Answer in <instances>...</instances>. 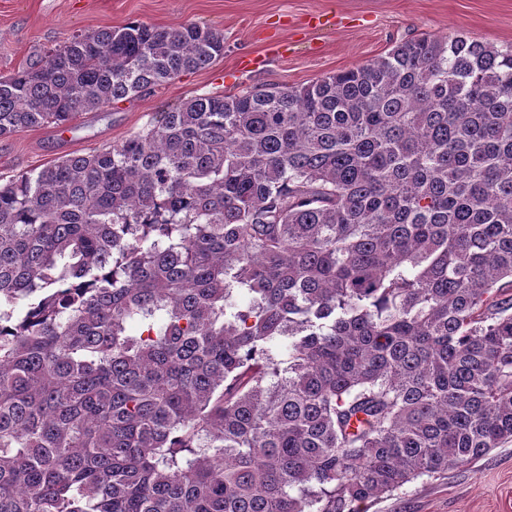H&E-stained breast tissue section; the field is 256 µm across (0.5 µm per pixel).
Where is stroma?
I'll return each mask as SVG.
<instances>
[{
	"label": "stroma",
	"instance_id": "35a3bbf8",
	"mask_svg": "<svg viewBox=\"0 0 512 512\" xmlns=\"http://www.w3.org/2000/svg\"><path fill=\"white\" fill-rule=\"evenodd\" d=\"M130 21L222 30L224 56L70 127L25 128L0 139L1 180L121 143L190 96L308 84L419 37L512 45V0H0V76L74 34ZM363 512H512V442L446 476L420 477Z\"/></svg>",
	"mask_w": 512,
	"mask_h": 512
}]
</instances>
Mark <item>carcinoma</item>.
Wrapping results in <instances>:
<instances>
[{
	"instance_id": "carcinoma-1",
	"label": "carcinoma",
	"mask_w": 512,
	"mask_h": 512,
	"mask_svg": "<svg viewBox=\"0 0 512 512\" xmlns=\"http://www.w3.org/2000/svg\"><path fill=\"white\" fill-rule=\"evenodd\" d=\"M222 56L75 34L0 77V138ZM511 441V46L195 95L0 184V512H360Z\"/></svg>"
}]
</instances>
